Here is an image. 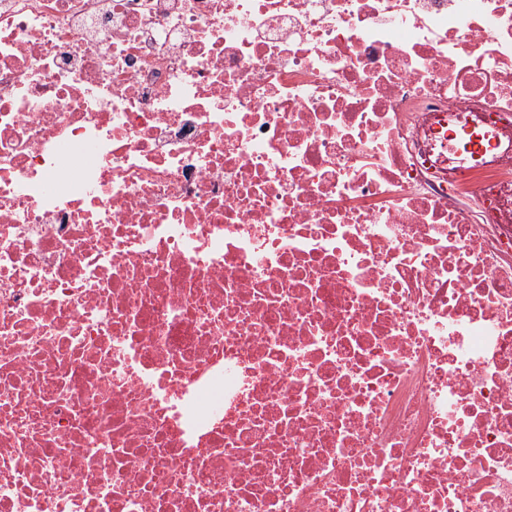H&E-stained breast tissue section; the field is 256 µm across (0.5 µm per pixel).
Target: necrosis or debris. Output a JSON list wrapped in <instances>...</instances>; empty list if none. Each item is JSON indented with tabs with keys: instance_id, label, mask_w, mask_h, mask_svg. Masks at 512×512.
I'll use <instances>...</instances> for the list:
<instances>
[{
	"instance_id": "obj_1",
	"label": "necrosis or debris",
	"mask_w": 512,
	"mask_h": 512,
	"mask_svg": "<svg viewBox=\"0 0 512 512\" xmlns=\"http://www.w3.org/2000/svg\"><path fill=\"white\" fill-rule=\"evenodd\" d=\"M0 512H512V0H0Z\"/></svg>"
}]
</instances>
